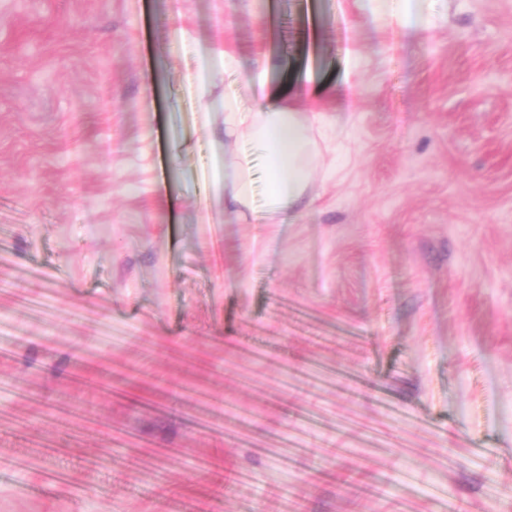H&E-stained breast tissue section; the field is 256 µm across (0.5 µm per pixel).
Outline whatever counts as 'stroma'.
Instances as JSON below:
<instances>
[{
	"label": "stroma",
	"instance_id": "stroma-1",
	"mask_svg": "<svg viewBox=\"0 0 512 512\" xmlns=\"http://www.w3.org/2000/svg\"><path fill=\"white\" fill-rule=\"evenodd\" d=\"M433 13L0 0V512H512V0ZM216 50L353 87L296 223L224 211ZM395 5L386 23L394 28L404 30L420 28L430 30L435 25L431 2L434 0H393Z\"/></svg>",
	"mask_w": 512,
	"mask_h": 512
}]
</instances>
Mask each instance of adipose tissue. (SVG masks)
<instances>
[{
    "mask_svg": "<svg viewBox=\"0 0 512 512\" xmlns=\"http://www.w3.org/2000/svg\"><path fill=\"white\" fill-rule=\"evenodd\" d=\"M388 25L404 30L434 27L432 0H394ZM266 63L256 58L246 78L256 104L243 111L237 97L225 96L224 139L231 142L243 137L255 140L266 153V213L269 218L296 216L311 208L316 200L310 191L311 173L319 150L311 135L319 115L314 109L299 110V99L312 101L323 94L320 86L301 85L289 90L271 87L265 79ZM254 179L247 160L239 159L224 166V208L235 214L250 209Z\"/></svg>",
    "mask_w": 512,
    "mask_h": 512,
    "instance_id": "ef3b65f1",
    "label": "adipose tissue"
}]
</instances>
